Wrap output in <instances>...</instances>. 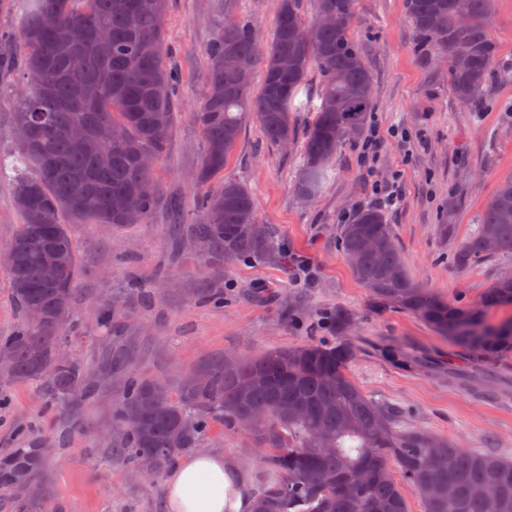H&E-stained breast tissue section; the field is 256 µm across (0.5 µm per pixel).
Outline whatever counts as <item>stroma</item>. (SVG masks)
<instances>
[{"instance_id": "stroma-1", "label": "stroma", "mask_w": 512, "mask_h": 512, "mask_svg": "<svg viewBox=\"0 0 512 512\" xmlns=\"http://www.w3.org/2000/svg\"><path fill=\"white\" fill-rule=\"evenodd\" d=\"M279 7L280 0H168L166 61L179 87L167 151L156 167L161 201L146 224L69 227L81 268L65 347L94 385V397L56 399L44 381L0 388V454L32 444L49 451L42 512H166L164 478L143 481L120 451L117 409L127 374L164 381L176 394L188 376L226 357L309 341L355 345L353 378L407 424L463 448L512 457V354H469L416 316L378 303L337 244L340 227L358 209L376 206L372 182H392L400 202L388 210V222L420 283L450 302L475 305L512 268L509 258L460 270L437 234L449 194L462 200L457 235L463 238L498 182L512 174V73L491 85L482 111L463 110L448 91L447 72L422 66L405 0H357L355 34L377 92L369 124L382 132L405 128L408 141L385 139L370 171L358 160L360 140L347 142L325 192L310 206L292 190L299 150L270 145L254 122L244 126L224 169L250 189L258 223L272 229L290 262L303 257L313 263V285L295 286L290 262L212 264L191 246H176L168 202L180 199L188 212L196 205L192 180L204 139L190 114L204 99L206 49L229 11L257 24L260 41L268 42ZM135 277L150 301L134 294ZM101 307L118 314V332L96 321L93 311ZM338 309L350 315L349 331L322 323ZM388 344L411 356V366L386 359ZM452 373L473 377V388L449 383ZM198 447L236 460L250 488L264 478L254 438L223 420L211 423Z\"/></svg>"}]
</instances>
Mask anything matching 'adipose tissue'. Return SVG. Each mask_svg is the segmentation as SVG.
<instances>
[{
    "instance_id": "ef3b65f1",
    "label": "adipose tissue",
    "mask_w": 512,
    "mask_h": 512,
    "mask_svg": "<svg viewBox=\"0 0 512 512\" xmlns=\"http://www.w3.org/2000/svg\"><path fill=\"white\" fill-rule=\"evenodd\" d=\"M167 512H248L249 495L236 463L198 452L182 459L165 485Z\"/></svg>"
}]
</instances>
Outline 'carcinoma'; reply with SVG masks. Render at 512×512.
Listing matches in <instances>:
<instances>
[{
	"label": "carcinoma",
	"instance_id": "1",
	"mask_svg": "<svg viewBox=\"0 0 512 512\" xmlns=\"http://www.w3.org/2000/svg\"><path fill=\"white\" fill-rule=\"evenodd\" d=\"M167 0H20L19 50L0 48V73L18 70L22 87L13 103L16 149L11 170L22 224L9 246L8 269L22 324L0 336V354L12 364L11 383L45 379L59 398L77 391L84 371L56 351L73 315L80 258L71 224L148 223L161 198L153 168L140 156L164 155L171 134L177 78L164 59ZM419 58L448 70V91L474 112L495 78L498 47L489 0H406ZM59 17V28L45 18ZM356 0H316L306 17L300 0H281L269 43L258 45L254 25L233 19L210 43L203 104L191 113L205 149L192 185L199 221L186 237L204 239L207 257L279 259L267 226L256 232V203L242 182L224 177L246 120L267 142L301 141L295 191L303 202L319 197L345 141L365 129L375 104L374 80L354 33ZM293 60L288 70L283 56ZM316 69L319 104L294 105ZM250 74L238 82V74ZM260 83H255V77ZM312 112L304 136L295 113ZM75 129L83 139L71 137ZM461 208L448 197L438 233L454 243L452 262L466 270L512 257V177L501 179L473 231L455 242ZM338 247L359 282L377 299L409 312L462 349L512 353V319L487 313L512 306V280L501 275L480 306L451 303L408 272L386 214L356 212L341 227ZM53 263L54 285L42 280ZM353 346L308 342L222 360L192 375L173 395L161 380L129 377L119 413L122 453L141 474L156 478L197 446L214 415L251 434L265 479L254 512H408L401 484L417 492L424 512H512V459L460 448L448 437L403 425L389 407L366 395L350 374ZM47 449L15 448L0 455V495L16 512L43 501L22 492L42 485ZM494 483L499 496L471 489Z\"/></svg>",
	"mask_w": 512,
	"mask_h": 512
}]
</instances>
